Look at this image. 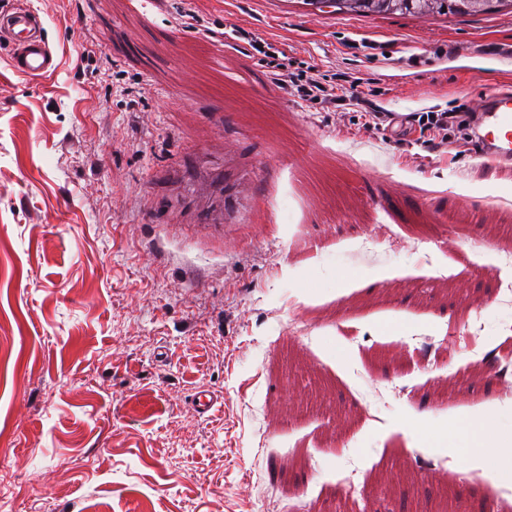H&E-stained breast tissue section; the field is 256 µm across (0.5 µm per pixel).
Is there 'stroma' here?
I'll use <instances>...</instances> for the list:
<instances>
[{"label": "stroma", "instance_id": "35a3bbf8", "mask_svg": "<svg viewBox=\"0 0 512 512\" xmlns=\"http://www.w3.org/2000/svg\"><path fill=\"white\" fill-rule=\"evenodd\" d=\"M23 2L58 66L0 56V512H512L437 438L512 410V168L416 164L362 106L464 109L512 12ZM236 27L360 102L294 96Z\"/></svg>", "mask_w": 512, "mask_h": 512}]
</instances>
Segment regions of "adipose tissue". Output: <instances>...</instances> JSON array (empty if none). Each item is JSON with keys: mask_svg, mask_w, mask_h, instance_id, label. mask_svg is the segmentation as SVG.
<instances>
[{"mask_svg": "<svg viewBox=\"0 0 512 512\" xmlns=\"http://www.w3.org/2000/svg\"><path fill=\"white\" fill-rule=\"evenodd\" d=\"M500 434L512 437V416L490 420L455 417L449 420L440 437L461 459L480 466H488L492 460L486 455L485 450L495 436Z\"/></svg>", "mask_w": 512, "mask_h": 512, "instance_id": "ef3b65f1", "label": "adipose tissue"}]
</instances>
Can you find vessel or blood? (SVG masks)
<instances>
[{
    "mask_svg": "<svg viewBox=\"0 0 512 512\" xmlns=\"http://www.w3.org/2000/svg\"><path fill=\"white\" fill-rule=\"evenodd\" d=\"M8 51V65L29 80L56 66L54 52L43 35L39 15L27 6L0 8V47ZM484 158L492 163L512 162V83L502 85L468 105Z\"/></svg>",
    "mask_w": 512,
    "mask_h": 512,
    "instance_id": "vessel-or-blood-1",
    "label": "vessel or blood"
}]
</instances>
